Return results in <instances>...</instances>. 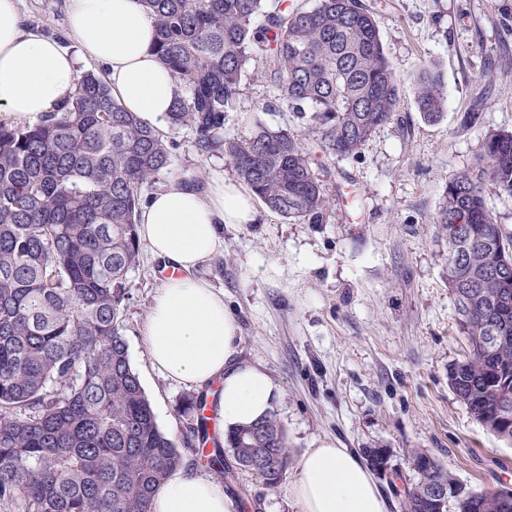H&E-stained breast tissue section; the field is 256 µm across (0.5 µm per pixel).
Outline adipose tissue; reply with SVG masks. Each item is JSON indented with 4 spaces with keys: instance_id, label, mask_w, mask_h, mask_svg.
Listing matches in <instances>:
<instances>
[{
    "instance_id": "adipose-tissue-1",
    "label": "adipose tissue",
    "mask_w": 512,
    "mask_h": 512,
    "mask_svg": "<svg viewBox=\"0 0 512 512\" xmlns=\"http://www.w3.org/2000/svg\"><path fill=\"white\" fill-rule=\"evenodd\" d=\"M21 0H0V117L28 126L61 111L80 80L78 59L101 64L113 97L143 121L165 122L179 85L152 46L155 28L141 0H66L77 52L40 29L25 26ZM254 193L216 174L201 187L172 183L153 194L139 217V235L152 256L174 268L155 295L142 336L150 360L169 378L209 393L225 427L265 417L280 388L260 364L240 358L238 326L224 293L199 274L224 248L228 224L257 217ZM301 512H388V502L357 452L321 441L299 460L288 490ZM153 512H234L223 485L181 468L158 487Z\"/></svg>"
}]
</instances>
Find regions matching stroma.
<instances>
[{"label": "stroma", "instance_id": "35a3bbf8", "mask_svg": "<svg viewBox=\"0 0 512 512\" xmlns=\"http://www.w3.org/2000/svg\"><path fill=\"white\" fill-rule=\"evenodd\" d=\"M385 54L400 78L394 122L380 128L352 158L314 150L335 195L326 223L302 224L258 205L253 224L224 227V253L200 275L223 290L239 329L241 356L264 366L280 388L274 412L293 459L324 439L356 451L383 448L391 470L378 475L389 512L414 477L411 450L433 454L473 491L512 488V446L487 433L448 387V366L466 340L456 328L446 282L448 244L432 218L455 172L473 165L488 130L512 131V0H372ZM26 24L63 46L65 0H22ZM436 67L447 109L422 119L411 77ZM272 128L301 129L296 112L251 62L240 95L224 115V132H243L258 104ZM480 110L466 127L463 113ZM170 172L205 183L214 171L232 178L220 153H201L186 128L171 131ZM161 264L142 252L129 275L122 333L129 358L160 427L182 440L194 389L153 368L140 334ZM265 487L236 471L224 491L257 503L259 512H299L288 487Z\"/></svg>", "mask_w": 512, "mask_h": 512}]
</instances>
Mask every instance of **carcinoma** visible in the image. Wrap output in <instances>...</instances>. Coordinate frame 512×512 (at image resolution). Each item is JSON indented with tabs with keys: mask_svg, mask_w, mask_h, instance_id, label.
<instances>
[{
	"mask_svg": "<svg viewBox=\"0 0 512 512\" xmlns=\"http://www.w3.org/2000/svg\"><path fill=\"white\" fill-rule=\"evenodd\" d=\"M154 51L186 96L166 123L222 152L273 212L321 224L333 199L307 135L254 119L222 135L252 51L289 108L312 112L322 152L355 157L393 122L398 77L364 0H141ZM429 122L446 109L439 72L414 76ZM172 141L126 111L88 71L63 112L37 127L0 122V512H152V495L187 465L163 431L121 333L126 282L139 263L142 190L170 170ZM512 195V131L490 130L472 167L453 174L433 218L448 241V289L467 352L448 366L456 399L512 446V235L493 217L482 179ZM198 417L183 444L206 445ZM277 487L292 455L270 413L224 433L208 466L227 478L224 452ZM268 453L273 470L254 464ZM416 481L401 512H512V496L475 492L429 452L411 454ZM448 488L436 502L432 487Z\"/></svg>",
	"mask_w": 512,
	"mask_h": 512,
	"instance_id": "cac0c4a2",
	"label": "carcinoma"
}]
</instances>
